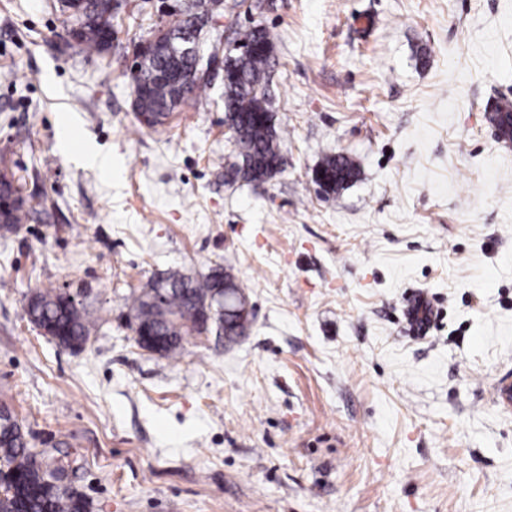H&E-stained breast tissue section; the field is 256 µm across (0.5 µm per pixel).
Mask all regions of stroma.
Here are the masks:
<instances>
[{
	"instance_id": "obj_1",
	"label": "stroma",
	"mask_w": 512,
	"mask_h": 512,
	"mask_svg": "<svg viewBox=\"0 0 512 512\" xmlns=\"http://www.w3.org/2000/svg\"><path fill=\"white\" fill-rule=\"evenodd\" d=\"M57 0H0V174L31 218L0 231V409L69 467L89 512H512V0H260L228 31L274 36L285 164L226 185L224 75L142 128L136 46L182 0H126L112 47L71 44ZM112 159L85 164L64 149ZM358 176L325 195L321 159ZM223 264L247 336L139 348L129 304ZM73 294L94 321L59 347L25 314ZM435 317L412 335L417 296Z\"/></svg>"
}]
</instances>
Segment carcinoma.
Listing matches in <instances>:
<instances>
[{"label": "carcinoma", "instance_id": "carcinoma-1", "mask_svg": "<svg viewBox=\"0 0 512 512\" xmlns=\"http://www.w3.org/2000/svg\"><path fill=\"white\" fill-rule=\"evenodd\" d=\"M220 0H188L180 11L182 18L171 23L170 31L188 32L209 5ZM122 7L120 0H85L82 32L77 45L89 53L106 50L108 38L114 36V19ZM248 50L224 59L228 71L224 82L225 117L235 127L234 161L224 166V183L239 180L255 183L274 176L283 161L275 116L270 109L269 85L273 53V36L260 26L242 34ZM189 73L192 60L173 48L153 50L137 55L136 71L143 85L139 109L151 116L144 126L155 129L165 124L170 113L187 97L207 84L191 81L174 86L157 78L168 69ZM322 174L321 191L330 194L352 182L357 176L353 160L344 155H328L316 168ZM19 193L14 180L0 176V230L12 231L28 220L29 212L13 203ZM229 283L233 295L245 296L235 277L215 264L209 273L194 279L178 269L149 281L129 306L134 322L148 333L167 340L164 356L176 358L182 353L186 337L211 330L216 319L206 315L199 300L214 289ZM33 325H52V339L60 346L87 343L92 321L87 313L65 303L63 292L54 289L34 293L24 305ZM224 338L231 342L246 335L250 323L240 322L229 313L221 317ZM0 512H88L84 496L72 487L66 466L61 460L28 446L18 420L0 418Z\"/></svg>", "mask_w": 512, "mask_h": 512}]
</instances>
